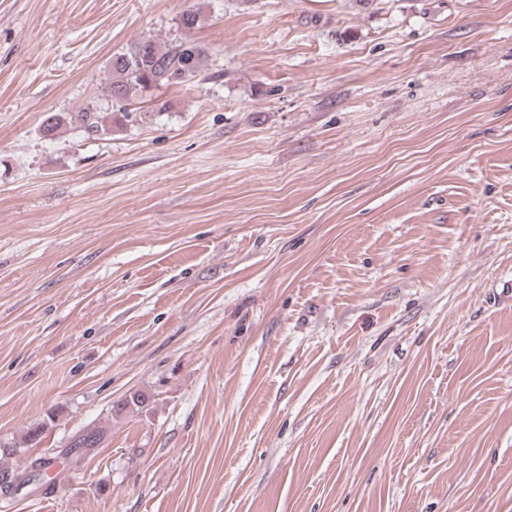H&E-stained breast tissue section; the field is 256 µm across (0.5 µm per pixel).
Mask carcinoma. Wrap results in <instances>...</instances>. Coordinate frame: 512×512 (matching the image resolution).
I'll list each match as a JSON object with an SVG mask.
<instances>
[{
  "instance_id": "carcinoma-1",
  "label": "carcinoma",
  "mask_w": 512,
  "mask_h": 512,
  "mask_svg": "<svg viewBox=\"0 0 512 512\" xmlns=\"http://www.w3.org/2000/svg\"><path fill=\"white\" fill-rule=\"evenodd\" d=\"M202 22L201 9L192 4L181 13L178 27L192 31ZM206 58V51L193 40L181 39L163 44L152 36H142L112 54L110 74L105 79L103 90L111 99L131 105L149 89L180 84L178 76L181 71L188 72L192 79L197 77L203 71ZM70 122L72 119L65 113L53 114L46 119L43 133L47 137L52 136ZM77 123L91 136H105L110 131L99 112L89 107L78 111ZM104 439V430L92 428L75 438L70 447L96 448Z\"/></svg>"
}]
</instances>
